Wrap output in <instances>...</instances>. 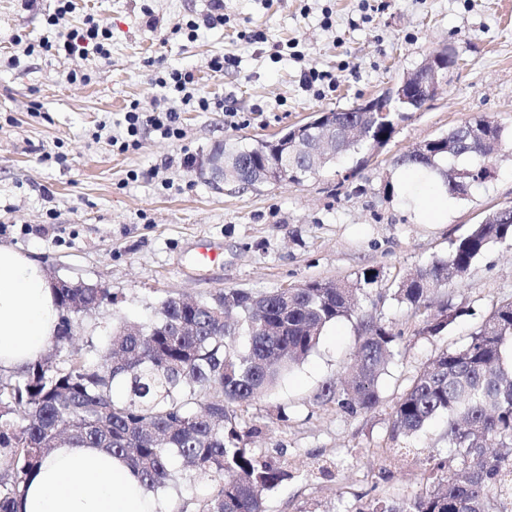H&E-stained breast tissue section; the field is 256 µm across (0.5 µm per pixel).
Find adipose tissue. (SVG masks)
Masks as SVG:
<instances>
[{
  "instance_id": "obj_1",
  "label": "adipose tissue",
  "mask_w": 512,
  "mask_h": 512,
  "mask_svg": "<svg viewBox=\"0 0 512 512\" xmlns=\"http://www.w3.org/2000/svg\"><path fill=\"white\" fill-rule=\"evenodd\" d=\"M59 312L43 267L0 245V371L40 357L57 331ZM21 512H169L120 457L104 448H55L29 480Z\"/></svg>"
}]
</instances>
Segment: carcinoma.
<instances>
[{"label": "carcinoma", "instance_id": "cac0c4a2", "mask_svg": "<svg viewBox=\"0 0 512 512\" xmlns=\"http://www.w3.org/2000/svg\"><path fill=\"white\" fill-rule=\"evenodd\" d=\"M421 108L398 102L385 115L330 110L313 116L303 138L330 135L336 150L315 172L303 170L292 125L271 138L218 146L224 172L248 162L280 173L279 183L300 184L350 156L359 163L383 147L404 114ZM503 146V130L487 117L466 122L424 141L394 160L438 177L451 196H466L489 178L491 155ZM466 158L465 172L455 161ZM239 169V168H237ZM238 183L254 186L250 171ZM512 246V213L494 212L432 260L402 280L392 296L418 319L419 333L441 335L460 310L436 305V294L466 277L492 244ZM380 274H360L353 285L309 280L253 295L224 289L192 306L165 296L139 323L112 326L104 339L87 338L91 360L70 348L84 331L82 317L115 303L108 288H57L62 309L49 353L20 371L0 376V512H17L23 484L61 441L96 446L122 457L146 490L164 494L181 479L214 482L206 497L186 500L178 512H265L263 493L290 477L286 468L246 447L259 433L242 427L237 408L270 390L305 361L326 328L357 318L355 361L344 385H324L317 400L350 413L375 407L378 382L394 362L397 335L356 309V295L379 285ZM446 418L444 436L461 461L429 468V486L413 498H375L359 512H512V300L495 305L461 347L439 351L403 391L390 417L396 441L420 434L430 421ZM181 461L182 470L170 467Z\"/></svg>", "mask_w": 512, "mask_h": 512}]
</instances>
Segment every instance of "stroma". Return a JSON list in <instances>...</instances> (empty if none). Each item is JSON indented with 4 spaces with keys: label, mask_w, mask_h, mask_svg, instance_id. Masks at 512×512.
<instances>
[{
    "label": "stroma",
    "mask_w": 512,
    "mask_h": 512,
    "mask_svg": "<svg viewBox=\"0 0 512 512\" xmlns=\"http://www.w3.org/2000/svg\"><path fill=\"white\" fill-rule=\"evenodd\" d=\"M56 7L0 0V245L36 259L48 275L112 291L114 304L85 315L77 347L114 322L145 320L169 294L201 300L222 288L352 284L367 268L392 289L512 203V147L492 156L480 187L450 198L439 224L398 192L403 170L392 163L481 116L512 139V0H224L223 24L192 40L186 24L202 20L208 0H73L59 29L81 27L90 14L101 19L112 31L110 59L26 54V44L47 36ZM446 48L459 64L442 90L407 113L367 163L347 159L299 185L244 190H215L200 174L225 139L267 138L316 112L352 108ZM218 56L235 63L213 72L208 63ZM171 69L193 74L209 110L179 106L181 140L151 132L138 149L114 151L123 112L159 99L156 79ZM311 69L330 73L331 83L303 84ZM72 71L92 79L69 82ZM35 102L40 112H31ZM55 153L64 162L52 161ZM203 240L220 252L218 262H200ZM378 290L366 289L361 309L401 338L375 408L350 415L316 399L352 361L353 318L327 328L315 352L243 408L260 429L251 448L290 473L265 493L266 512H359L375 497L408 499L432 461L453 458L443 421L393 442L390 413L440 349L463 345L496 303L512 299V248L491 245L467 277L439 291L464 310L440 336L420 335L408 308Z\"/></svg>",
    "instance_id": "stroma-1"
}]
</instances>
